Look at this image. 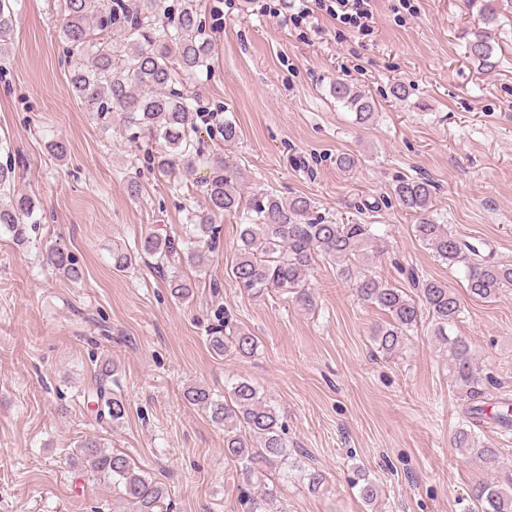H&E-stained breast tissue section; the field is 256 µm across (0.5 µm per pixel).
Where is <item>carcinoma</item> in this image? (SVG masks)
Masks as SVG:
<instances>
[{
	"instance_id": "obj_1",
	"label": "carcinoma",
	"mask_w": 512,
	"mask_h": 512,
	"mask_svg": "<svg viewBox=\"0 0 512 512\" xmlns=\"http://www.w3.org/2000/svg\"><path fill=\"white\" fill-rule=\"evenodd\" d=\"M18 0H0V55L7 52L17 23ZM484 24L497 25L502 12L512 10V0H464ZM59 36L68 57L78 60L71 77L75 95L104 126L119 125L163 143L154 156L156 168L164 175L183 177L203 165L210 170L205 179V206L189 212L188 240L178 249L174 239L148 234L135 250L112 251L113 266L122 271L133 266L136 256L155 258L157 268L179 264L206 271L208 255L204 245L216 234L214 220L231 215L239 224L236 261L232 280L240 290L261 299L271 289L283 290L304 308H314L308 291L311 270L318 260L336 268L337 276L349 283L357 300L388 313L390 319L370 332L374 349L384 357L401 353L422 319L433 323V333L448 352L450 380L471 415H481L490 377L479 369L471 345L448 335L461 314V301L448 283L428 277L411 267L406 270L412 291L378 279L367 268L369 253L381 254V236L373 224H339L316 210L311 199L296 195L278 197L263 192L244 195V173L221 154L203 150L197 124L198 98L174 87L173 72L195 74L209 69L213 51L211 30L204 19L202 0H184L178 14L164 6V0H66V14ZM466 52L483 71L499 66L491 33L474 30L466 34ZM329 93L336 102L355 114V122L369 123L375 115L374 102L361 90L338 78ZM15 164H0V226L22 242L27 226L41 222L35 204L15 194ZM435 184L426 177L399 176L392 191L373 203L357 207L359 213L390 208L398 204L415 219L418 240L450 265H461L469 293L479 299H495L512 288V264L498 262L482 249L459 236L444 219L434 215L431 198ZM46 264L58 273L76 278L79 272L71 255L60 248L46 252ZM171 295L179 300L192 296L196 282L173 274L167 278ZM213 352H232L245 358L258 349L256 336L224 313V334L210 337ZM113 370L101 369L93 396L100 418L114 423L127 414L124 401L112 393ZM188 403L208 412L213 423L224 427V457L239 471L240 501L247 512H280L277 495L264 488L254 492L263 468L288 464V442L277 408L247 380L232 384L228 398L220 400L204 385L185 391ZM463 456L478 459L493 471L500 451L484 445L463 427L452 438ZM77 452L90 469L112 478V486L129 499L136 512H158L167 489L129 459L87 438ZM296 478L309 491H322L326 474L318 468L295 467ZM358 496L367 504L380 496V486L366 474L357 473ZM475 512H512V487L481 482L471 489Z\"/></svg>"
}]
</instances>
